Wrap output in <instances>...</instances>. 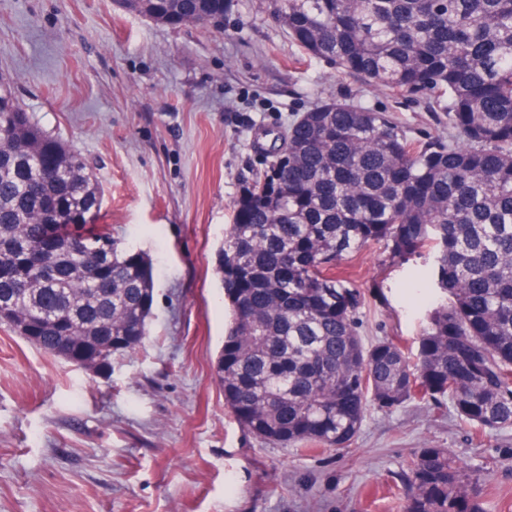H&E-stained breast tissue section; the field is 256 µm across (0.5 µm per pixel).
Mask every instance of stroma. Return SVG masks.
Returning a JSON list of instances; mask_svg holds the SVG:
<instances>
[{"instance_id": "obj_1", "label": "stroma", "mask_w": 512, "mask_h": 512, "mask_svg": "<svg viewBox=\"0 0 512 512\" xmlns=\"http://www.w3.org/2000/svg\"><path fill=\"white\" fill-rule=\"evenodd\" d=\"M0 79L86 160L102 223L156 273L149 335L110 375L0 327V512H400L402 473L429 447L478 469L488 507L512 512V430L476 432L417 398L368 408L346 450L274 448L241 428L214 377L229 322L217 251L268 131L336 99L389 110L415 139L447 122L308 57L260 0H233L218 27L112 0H0ZM383 253L371 243L339 272L365 294V343L411 348L427 269L385 267Z\"/></svg>"}]
</instances>
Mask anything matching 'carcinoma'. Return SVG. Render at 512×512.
Listing matches in <instances>:
<instances>
[{"mask_svg":"<svg viewBox=\"0 0 512 512\" xmlns=\"http://www.w3.org/2000/svg\"><path fill=\"white\" fill-rule=\"evenodd\" d=\"M169 26L219 24L229 0H113ZM309 57L427 96L448 137L321 102L276 134L237 200L218 271L231 319L215 376L239 424L282 448L345 450L367 407L420 395L481 432L512 429V0H264ZM0 112V324L98 371L148 335L155 273L98 223L85 160L19 102ZM372 242L431 259L436 299L415 358L357 329L363 294L333 273ZM402 512H484L477 471L423 448Z\"/></svg>","mask_w":512,"mask_h":512,"instance_id":"cac0c4a2","label":"carcinoma"}]
</instances>
